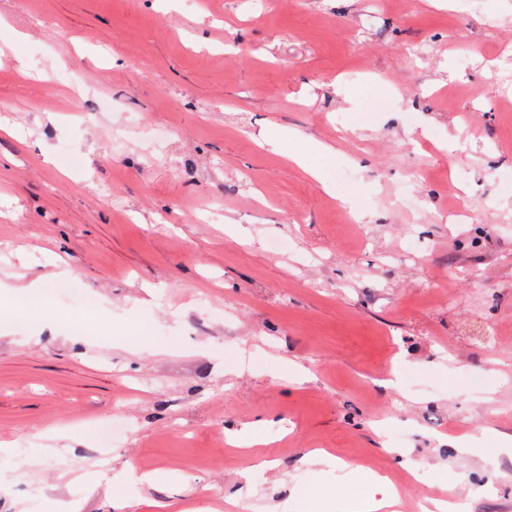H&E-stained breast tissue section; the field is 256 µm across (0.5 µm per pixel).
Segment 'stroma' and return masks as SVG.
I'll return each mask as SVG.
<instances>
[{
  "label": "stroma",
  "instance_id": "stroma-1",
  "mask_svg": "<svg viewBox=\"0 0 512 512\" xmlns=\"http://www.w3.org/2000/svg\"><path fill=\"white\" fill-rule=\"evenodd\" d=\"M1 122L0 443L47 452L0 512L61 452L81 512L372 493L344 462L512 512V0H0Z\"/></svg>",
  "mask_w": 512,
  "mask_h": 512
}]
</instances>
